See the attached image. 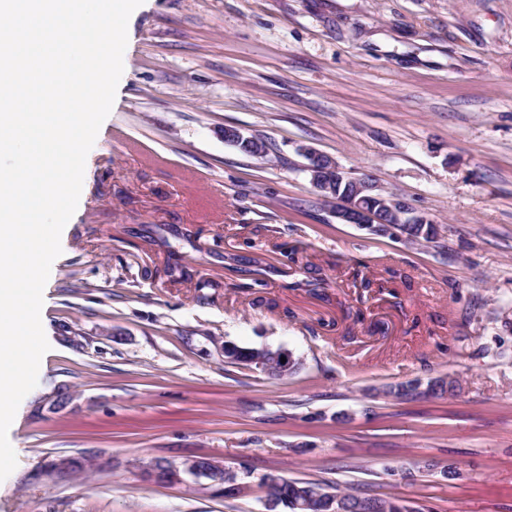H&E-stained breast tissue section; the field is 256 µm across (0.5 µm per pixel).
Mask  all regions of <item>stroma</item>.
<instances>
[{"label":"stroma","instance_id":"stroma-1","mask_svg":"<svg viewBox=\"0 0 512 512\" xmlns=\"http://www.w3.org/2000/svg\"><path fill=\"white\" fill-rule=\"evenodd\" d=\"M128 31L0 512H268L269 472L512 512V0H143ZM306 147L436 240L340 221ZM291 253L326 286H299ZM228 342L300 366L273 379L225 362ZM437 377L457 392L388 394ZM201 456L242 492L145 474ZM70 458L84 469L59 472ZM427 461L412 484L387 474Z\"/></svg>","mask_w":512,"mask_h":512}]
</instances>
